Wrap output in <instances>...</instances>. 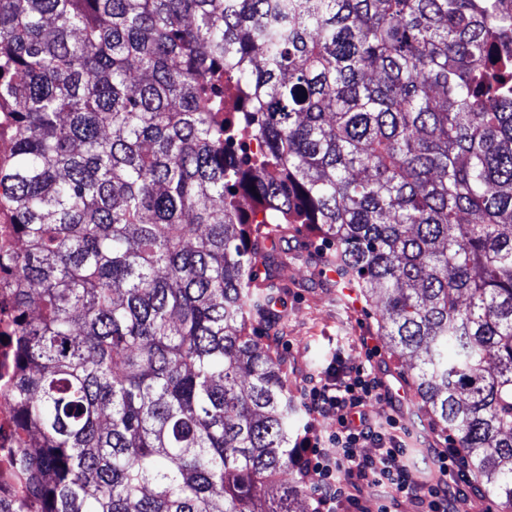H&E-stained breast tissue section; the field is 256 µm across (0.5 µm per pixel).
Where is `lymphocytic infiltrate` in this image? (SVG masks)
<instances>
[{"label":"lymphocytic infiltrate","mask_w":512,"mask_h":512,"mask_svg":"<svg viewBox=\"0 0 512 512\" xmlns=\"http://www.w3.org/2000/svg\"><path fill=\"white\" fill-rule=\"evenodd\" d=\"M360 345L364 362L352 365L337 356L324 376L309 377L303 389L308 421L294 448V464L310 491L313 512H355L366 485L386 493L379 512H396L404 498L420 512H459L472 505L476 486L456 442L433 449L432 472L423 478L408 463L398 416L382 422L371 417L369 407L381 399L384 382L372 363L378 353L372 337H361ZM330 416L336 428L322 434L319 421ZM366 446L372 454H363Z\"/></svg>","instance_id":"lymphocytic-infiltrate-1"}]
</instances>
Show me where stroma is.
<instances>
[{
	"label": "stroma",
	"mask_w": 512,
	"mask_h": 512,
	"mask_svg": "<svg viewBox=\"0 0 512 512\" xmlns=\"http://www.w3.org/2000/svg\"><path fill=\"white\" fill-rule=\"evenodd\" d=\"M277 245L288 258L280 291L288 313L281 318H261L253 334L280 364L288 392L297 401L307 378L324 372L337 354H344L354 364L364 360L359 339L368 334L379 336L380 319L375 305L362 296H340L335 278L329 275L332 249L309 228L289 225L280 232ZM379 350L375 363L382 378L393 389L404 390L408 399L399 405L387 399L375 401L370 413L378 420L401 413L409 431L405 438L409 462L416 469H427L431 449L442 447L448 433L434 424L405 360L387 345H380Z\"/></svg>",
	"instance_id": "35a3bbf8"
}]
</instances>
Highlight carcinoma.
<instances>
[{
    "instance_id": "1",
    "label": "carcinoma",
    "mask_w": 512,
    "mask_h": 512,
    "mask_svg": "<svg viewBox=\"0 0 512 512\" xmlns=\"http://www.w3.org/2000/svg\"><path fill=\"white\" fill-rule=\"evenodd\" d=\"M2 112L26 495L0 512H301L249 336L284 224L336 246L512 512V0H0Z\"/></svg>"
}]
</instances>
